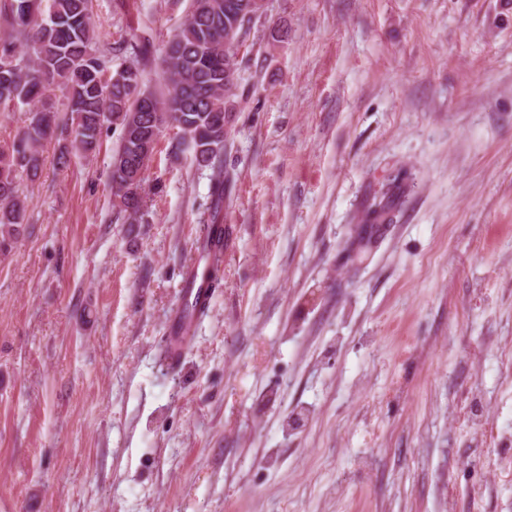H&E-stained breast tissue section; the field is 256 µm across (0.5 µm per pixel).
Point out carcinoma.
Instances as JSON below:
<instances>
[{
	"mask_svg": "<svg viewBox=\"0 0 512 512\" xmlns=\"http://www.w3.org/2000/svg\"><path fill=\"white\" fill-rule=\"evenodd\" d=\"M240 0H190L183 27L168 43L161 59L166 92L158 94L143 82L153 66L151 40L119 37L111 51H132L137 65L125 68L121 80L102 78L107 60L94 41L89 0H44L33 16L24 0H0V105L26 108L25 125L12 144L0 150V250L8 248L26 224L29 197L20 180H35L42 164L43 143L61 135L68 144L57 157L66 166L71 156H90L98 148L107 124L120 127L121 137L112 161V195L127 224H137L145 204L144 171L162 130L178 128L174 152L190 146L199 167L220 168L230 130L224 128L228 113L236 111L233 97L240 83L232 66L234 52L224 48V34L236 21ZM36 48L35 57L18 51ZM66 91L62 119L50 97L53 87ZM230 180L217 181L212 200L213 223L205 229L199 249L207 261L196 280L215 283L224 249V226L219 216ZM206 307L185 302L181 312L185 329L169 339L165 358L182 355L189 347L194 318Z\"/></svg>",
	"mask_w": 512,
	"mask_h": 512,
	"instance_id": "carcinoma-1",
	"label": "carcinoma"
}]
</instances>
